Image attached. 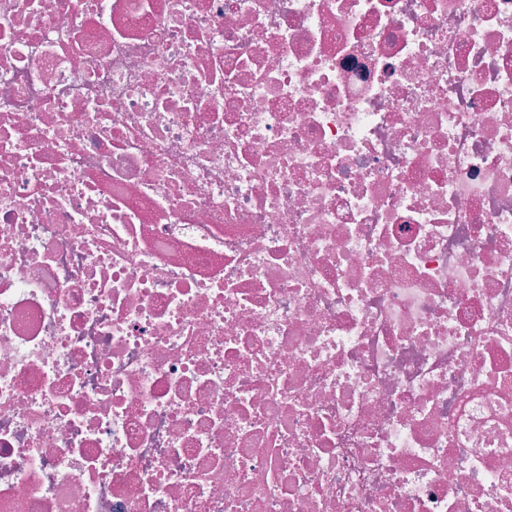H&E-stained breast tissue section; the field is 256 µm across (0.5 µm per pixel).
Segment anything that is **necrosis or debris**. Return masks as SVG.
Returning <instances> with one entry per match:
<instances>
[{"label":"necrosis or debris","mask_w":512,"mask_h":512,"mask_svg":"<svg viewBox=\"0 0 512 512\" xmlns=\"http://www.w3.org/2000/svg\"><path fill=\"white\" fill-rule=\"evenodd\" d=\"M0 512H512V0H0Z\"/></svg>","instance_id":"4bbe7bcc"}]
</instances>
